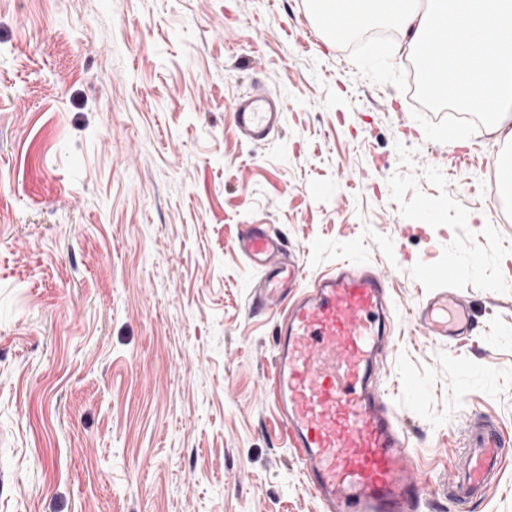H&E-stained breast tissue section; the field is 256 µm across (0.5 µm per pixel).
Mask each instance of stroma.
I'll return each mask as SVG.
<instances>
[{
	"instance_id": "35a3bbf8",
	"label": "stroma",
	"mask_w": 512,
	"mask_h": 512,
	"mask_svg": "<svg viewBox=\"0 0 512 512\" xmlns=\"http://www.w3.org/2000/svg\"><path fill=\"white\" fill-rule=\"evenodd\" d=\"M390 44L307 0H0V512H322L269 392L248 224L308 278L387 274L422 510L459 512L440 486L466 423L512 435V145L449 138ZM255 85L285 112L252 144L233 106ZM450 265L478 325L451 346L412 318Z\"/></svg>"
}]
</instances>
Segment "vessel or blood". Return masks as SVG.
Wrapping results in <instances>:
<instances>
[{
	"label": "vessel or blood",
	"instance_id": "vessel-or-blood-1",
	"mask_svg": "<svg viewBox=\"0 0 512 512\" xmlns=\"http://www.w3.org/2000/svg\"><path fill=\"white\" fill-rule=\"evenodd\" d=\"M283 104L263 88L237 102L234 122L249 141H266L282 125ZM259 274L254 310L280 312L269 389L306 486L324 512H418L429 488L414 472L406 431L389 401L381 366L393 349L397 304L387 280L354 262L304 283L284 264L277 237L247 225L239 243ZM455 268H427L437 284L417 321L445 343L468 335L474 322L446 290ZM512 455V441L488 419L471 421L452 451L448 495L461 508L484 497Z\"/></svg>",
	"mask_w": 512,
	"mask_h": 512
}]
</instances>
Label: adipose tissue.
Returning <instances> with one entry per match:
<instances>
[{
	"mask_svg": "<svg viewBox=\"0 0 512 512\" xmlns=\"http://www.w3.org/2000/svg\"><path fill=\"white\" fill-rule=\"evenodd\" d=\"M330 31L356 35L377 26L400 30L412 52L437 36L441 62L424 74L445 87L460 112L480 111L492 129L512 141V0H309Z\"/></svg>",
	"mask_w": 512,
	"mask_h": 512,
	"instance_id": "obj_1",
	"label": "adipose tissue"
}]
</instances>
